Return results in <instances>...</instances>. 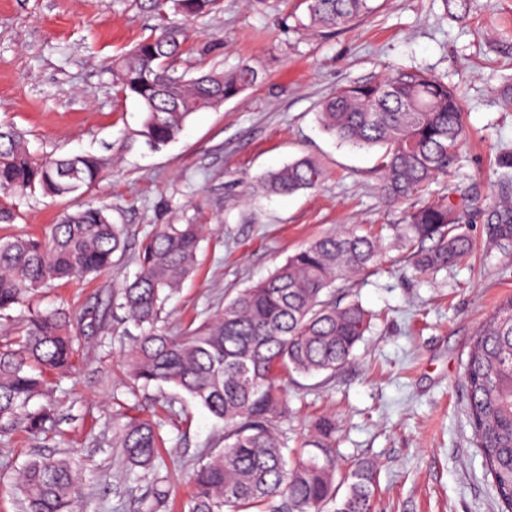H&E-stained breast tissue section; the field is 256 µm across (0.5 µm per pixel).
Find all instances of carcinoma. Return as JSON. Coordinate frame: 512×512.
<instances>
[{
    "mask_svg": "<svg viewBox=\"0 0 512 512\" xmlns=\"http://www.w3.org/2000/svg\"><path fill=\"white\" fill-rule=\"evenodd\" d=\"M172 4L193 19L223 0H141L150 12ZM310 24L349 27L373 10L371 0H308ZM183 41L171 30L141 39L115 64L120 90L143 112L138 136L159 149L177 138L197 112L215 110L254 87L260 70L243 63L229 73L194 77L177 72ZM323 130L353 148L381 150L382 197L404 203L425 192L448 167L466 137V113L447 84L432 76L397 73L336 90L320 110ZM498 197L491 204L489 245L512 255V154L498 160ZM107 161L93 153L34 157L22 132L0 124V223L15 220L14 199L80 196L104 178ZM319 163L302 157L262 176L253 192L313 190ZM468 214L442 199L404 212L387 235L333 230L305 244L264 280L224 308L171 334L161 325L166 301L190 277L203 240L202 224H158L141 239L136 278L119 288L120 306L140 330L123 352L133 395L172 388L224 423V448L199 462L188 512H375L377 467L358 462L336 484V422L321 418L304 448L288 447L279 424L288 418V378L336 375L350 362L373 314L360 304L336 303L334 292L372 272L387 257L408 258L421 272L438 271L470 254L462 230ZM122 224L110 207L87 203L63 212L40 236L0 237V316L27 309L20 336L0 344V438H38L56 422L54 391L70 374L78 338L63 311L29 309L42 288L110 269L127 250ZM396 255H391V252ZM467 414L476 448L492 478L500 512H512V296L501 300L474 336L463 367ZM118 447L129 477L161 483L167 469L162 424L132 418ZM24 512H82L78 475L66 457H35L19 472Z\"/></svg>",
    "mask_w": 512,
    "mask_h": 512,
    "instance_id": "1",
    "label": "carcinoma"
}]
</instances>
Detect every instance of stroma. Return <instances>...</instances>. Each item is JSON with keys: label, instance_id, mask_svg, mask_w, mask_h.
<instances>
[{"label": "stroma", "instance_id": "stroma-1", "mask_svg": "<svg viewBox=\"0 0 512 512\" xmlns=\"http://www.w3.org/2000/svg\"><path fill=\"white\" fill-rule=\"evenodd\" d=\"M223 5L186 21L168 8L146 13L138 0H0V123L23 132L36 156L91 152L109 162L107 178L83 198L18 202L17 220L0 224V237L41 232L83 200L110 204L129 237L112 269L54 284L31 300L35 309L75 316L78 369L60 385L59 414L46 435L0 443V512H22L17 474L39 455L76 462L84 512H180L191 496L187 472L222 448L224 426L189 399L169 406L123 386V344L137 330L115 295L139 271V242L172 219L209 228L196 273L165 306V326L176 334L325 232L399 223L401 207L387 206L379 193V149L338 144L319 123L336 88L397 71L439 77L461 97L470 142L428 193L469 209L464 229L478 251L434 275L385 264L337 289L378 318L335 377L291 387L280 429L293 448L315 418H335L342 466L378 468L377 512H499L466 414L463 364L477 330L512 295V258L482 253L498 158L512 152V0H469L463 19L446 0H372V13L334 31L311 27L305 0ZM161 26L185 31L189 50L178 71L229 72L249 63L262 80L219 109L194 114L174 142L153 151L137 135L141 106L120 92L112 64ZM204 42L213 50L202 60L191 48ZM303 155L326 173L319 188L251 194L258 177ZM152 413L167 438L169 494L160 504L149 482L127 476L111 422L115 414Z\"/></svg>", "mask_w": 512, "mask_h": 512}]
</instances>
